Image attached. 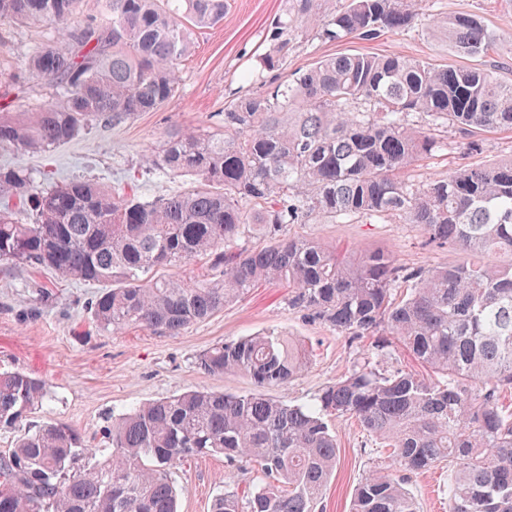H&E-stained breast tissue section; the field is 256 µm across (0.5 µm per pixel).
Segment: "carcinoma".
Listing matches in <instances>:
<instances>
[{
    "mask_svg": "<svg viewBox=\"0 0 512 512\" xmlns=\"http://www.w3.org/2000/svg\"><path fill=\"white\" fill-rule=\"evenodd\" d=\"M81 0H0V21L53 26L59 44L34 51L28 68L55 82V99L29 117L0 107V148L46 153L90 122H120L168 103L191 32L224 20V0H101L109 22L73 29ZM288 0L270 32L266 70L288 55L296 29L329 41H373L419 19V0ZM430 23L459 55L478 58L495 35L469 15ZM413 114L423 124L409 120ZM484 132L512 131V84L478 64L438 67L400 55L342 54L316 61L265 95L238 99L224 128L172 129L146 164L196 178L192 191L143 201L72 179H36L0 167V197L35 213L20 224L0 210V264L36 265L98 284L92 317L113 334L138 325L177 334L262 283L290 288L288 307L341 334L384 337L313 399L267 397L308 367L304 345L259 333L214 345L197 364L240 372L241 396L191 391L140 404L112 421L109 447L78 430L34 427L0 458V512H177L173 470L187 457L248 458L261 479L246 495L232 483L210 512H316L334 469V422L355 419L386 450L350 512H418L406 472L447 466L448 512H512V157L467 165L415 183L405 171ZM421 226L428 245L469 253L448 266L409 270L392 252L357 258L319 240L282 234L318 217ZM258 227L255 250L237 240ZM210 258L203 278L153 277L159 267ZM400 345L422 370H384L375 357ZM47 382L0 372V430L21 425L47 397Z\"/></svg>",
    "mask_w": 512,
    "mask_h": 512,
    "instance_id": "cac0c4a2",
    "label": "carcinoma"
}]
</instances>
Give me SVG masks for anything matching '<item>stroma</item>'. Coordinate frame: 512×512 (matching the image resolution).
I'll use <instances>...</instances> for the list:
<instances>
[{
	"label": "stroma",
	"instance_id": "1",
	"mask_svg": "<svg viewBox=\"0 0 512 512\" xmlns=\"http://www.w3.org/2000/svg\"><path fill=\"white\" fill-rule=\"evenodd\" d=\"M223 21L194 35L195 49L177 70L176 97L161 109L142 112L112 124L96 121L74 140L39 154L0 150V165L15 164L47 172L56 181L83 179L142 200L185 193L194 177L163 175L149 170L145 158L176 126H216L238 98L269 91L317 60L339 54H397L440 67L466 64L443 35L429 25L432 18L470 14L481 18L496 36L495 47L481 63L497 78L512 83V0H421V19L410 29L390 32L373 41L321 39L314 31L299 32L281 69L265 71L258 58L269 49V29L282 15L286 0H226ZM54 27H21L0 22V105L30 114L55 96L52 82L28 71L26 60L37 48L57 41ZM483 150L443 149L415 162L408 170L418 183L471 164L512 157V131L482 134ZM285 234L317 239L339 250L360 254L392 251L406 267L444 266L462 260L460 251L427 245L418 225L397 216L377 224L317 221L290 224ZM101 288L64 278L35 266L0 265V370L23 371L48 383L49 397L29 415L31 425L60 421L77 428L91 444L103 443L102 431L129 408L189 390L245 395L254 384L245 374L212 375L196 359L204 350L258 332H279L300 340L309 350L307 370L292 383L272 388L273 398L300 403L344 375L370 341L353 339L288 307V290L263 285L205 320L177 334L131 327L119 334L94 322L91 304ZM339 453L319 512H349L355 489L376 466L375 440L355 420L336 423ZM258 477L252 462L228 465L220 456L187 458L174 472L181 490L178 512H210L226 479L239 486ZM406 489L420 512H448V471L414 474Z\"/></svg>",
	"mask_w": 512,
	"mask_h": 512
}]
</instances>
